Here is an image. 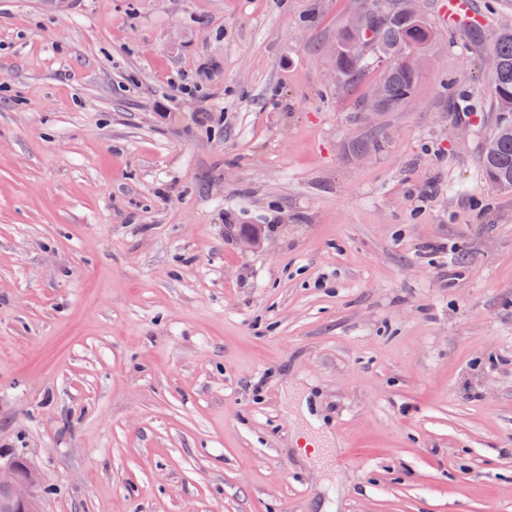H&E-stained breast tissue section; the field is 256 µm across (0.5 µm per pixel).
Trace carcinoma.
<instances>
[{
  "instance_id": "cac0c4a2",
  "label": "carcinoma",
  "mask_w": 512,
  "mask_h": 512,
  "mask_svg": "<svg viewBox=\"0 0 512 512\" xmlns=\"http://www.w3.org/2000/svg\"><path fill=\"white\" fill-rule=\"evenodd\" d=\"M385 2V11L367 9L356 27L346 20L336 26L332 36L336 57L330 64L336 84L344 87L360 82L366 71L384 64L378 79L383 85L382 110L399 112L414 97L421 78L406 60L416 51L430 53L437 35L417 0ZM470 36L482 46V57L497 63L486 77L492 89L490 109L498 113V120L483 147L481 171L492 186L512 190V27L504 26L490 36L475 30ZM385 143L383 130L373 129L366 138L353 142L349 152L372 155Z\"/></svg>"
}]
</instances>
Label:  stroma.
<instances>
[{
  "label": "stroma",
  "mask_w": 512,
  "mask_h": 512,
  "mask_svg": "<svg viewBox=\"0 0 512 512\" xmlns=\"http://www.w3.org/2000/svg\"><path fill=\"white\" fill-rule=\"evenodd\" d=\"M447 2L359 164L357 0H0V464L39 512H512V190ZM385 143L386 138L383 129H372L365 139L353 142L349 146V152L352 155L359 153L372 155L380 151Z\"/></svg>",
  "instance_id": "obj_1"
}]
</instances>
